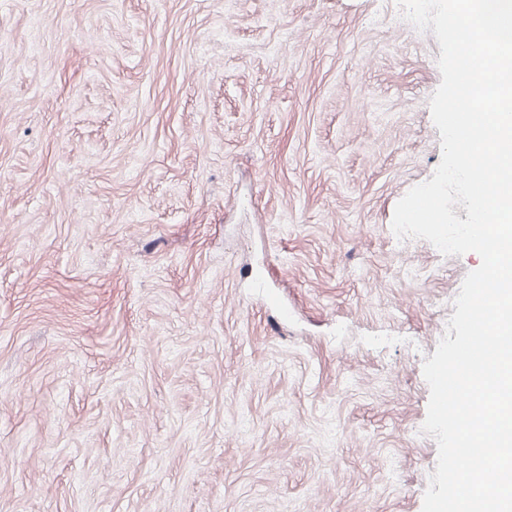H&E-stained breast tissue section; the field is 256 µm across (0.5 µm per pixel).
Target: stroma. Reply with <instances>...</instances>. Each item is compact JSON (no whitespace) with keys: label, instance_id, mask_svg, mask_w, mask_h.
Instances as JSON below:
<instances>
[{"label":"stroma","instance_id":"35a3bbf8","mask_svg":"<svg viewBox=\"0 0 512 512\" xmlns=\"http://www.w3.org/2000/svg\"><path fill=\"white\" fill-rule=\"evenodd\" d=\"M403 17L0 0V512H421L481 258L392 230L442 156Z\"/></svg>","mask_w":512,"mask_h":512}]
</instances>
